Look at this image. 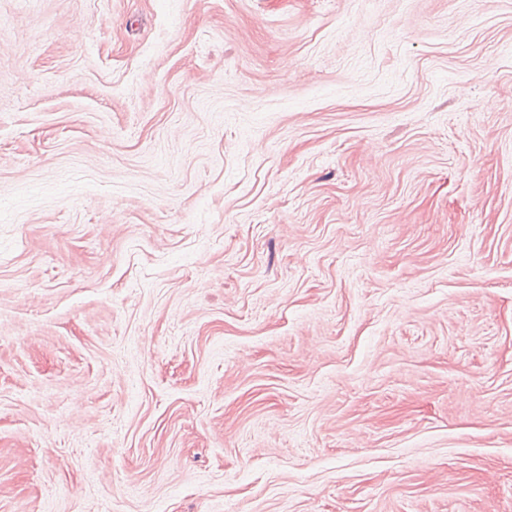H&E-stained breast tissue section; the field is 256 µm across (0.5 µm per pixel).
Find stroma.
I'll return each instance as SVG.
<instances>
[{
  "instance_id": "1",
  "label": "stroma",
  "mask_w": 512,
  "mask_h": 512,
  "mask_svg": "<svg viewBox=\"0 0 512 512\" xmlns=\"http://www.w3.org/2000/svg\"><path fill=\"white\" fill-rule=\"evenodd\" d=\"M0 512H512V0H0Z\"/></svg>"
}]
</instances>
